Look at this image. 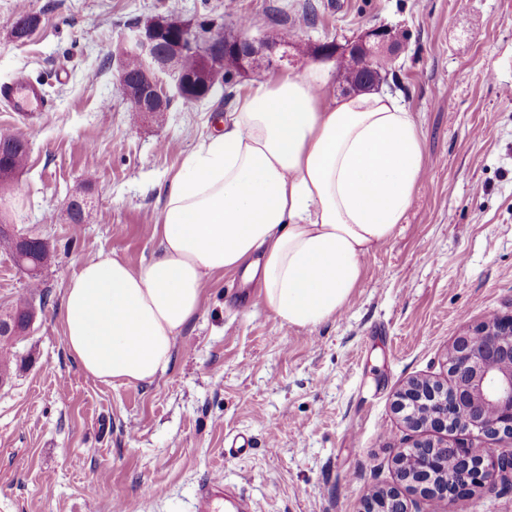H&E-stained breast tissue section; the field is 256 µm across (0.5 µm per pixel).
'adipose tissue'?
<instances>
[{
	"label": "adipose tissue",
	"instance_id": "obj_1",
	"mask_svg": "<svg viewBox=\"0 0 512 512\" xmlns=\"http://www.w3.org/2000/svg\"><path fill=\"white\" fill-rule=\"evenodd\" d=\"M310 66L249 84L224 126L185 158L156 224L159 255L132 269L102 252L59 306L65 347L85 374L148 384L165 372L213 275L259 274L281 324L316 327L342 310L363 261L389 241L423 170L421 133L395 95L342 99Z\"/></svg>",
	"mask_w": 512,
	"mask_h": 512
}]
</instances>
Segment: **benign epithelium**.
Listing matches in <instances>:
<instances>
[{
    "instance_id": "7a95c632",
    "label": "benign epithelium",
    "mask_w": 512,
    "mask_h": 512,
    "mask_svg": "<svg viewBox=\"0 0 512 512\" xmlns=\"http://www.w3.org/2000/svg\"><path fill=\"white\" fill-rule=\"evenodd\" d=\"M188 23L164 18L133 27L130 46L118 55L119 83L123 99L136 112L169 109L200 86L193 73L170 68V58L203 53L210 65L224 55L223 47L201 50L191 38ZM375 47L387 55L396 51L393 34L383 28L366 31L354 50ZM239 70L245 72L262 54V47L242 37L232 49ZM135 56L138 74L126 73L123 60ZM446 366L450 384L416 378L395 394V410L415 432L431 429L437 437L416 440L394 456L397 484L367 496L359 512H409L402 491L424 497L453 499L499 481L512 484V448L498 455L478 453L465 446H448L439 434L448 431L475 433L491 441H512V316L492 317L474 330L454 339Z\"/></svg>"
}]
</instances>
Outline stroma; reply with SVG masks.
<instances>
[{
  "label": "stroma",
  "instance_id": "obj_1",
  "mask_svg": "<svg viewBox=\"0 0 512 512\" xmlns=\"http://www.w3.org/2000/svg\"><path fill=\"white\" fill-rule=\"evenodd\" d=\"M279 70L301 74L314 47L343 48L384 25L403 46L380 87L422 134L426 169L402 224L365 259L344 308L310 328L282 326L257 283L212 276L168 370L149 384L88 377L59 320L81 262L110 252L132 268L159 253L155 224L169 182L237 104L236 86L174 101L163 122L118 93V44L134 24L172 18L272 40L307 7ZM40 24L13 36L21 12ZM40 83L51 108L30 118L0 101V133L27 140L29 161L0 197V219L56 248L40 274L47 299L0 386V512H191L218 477L251 512H357L395 479L414 433L393 405L409 379L447 377L456 336L512 315V0H0V86ZM85 204L72 223L69 201ZM28 276L0 245V311ZM247 437L249 453L225 450ZM411 512H512V487L433 500Z\"/></svg>",
  "mask_w": 512,
  "mask_h": 512
}]
</instances>
